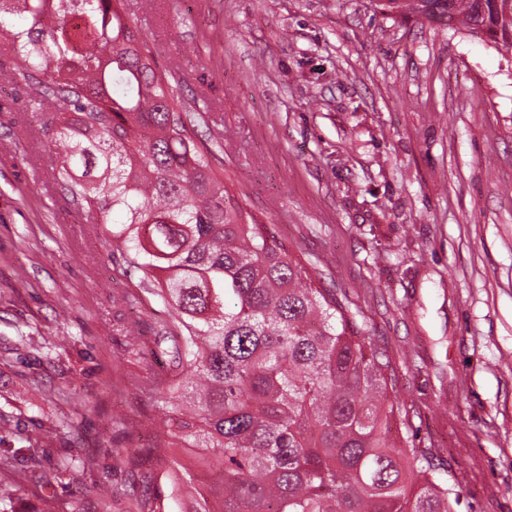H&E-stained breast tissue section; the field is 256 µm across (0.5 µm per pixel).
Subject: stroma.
Segmentation results:
<instances>
[{
    "instance_id": "1",
    "label": "stroma",
    "mask_w": 512,
    "mask_h": 512,
    "mask_svg": "<svg viewBox=\"0 0 512 512\" xmlns=\"http://www.w3.org/2000/svg\"><path fill=\"white\" fill-rule=\"evenodd\" d=\"M235 201L385 346L455 512H512V48L380 0H123ZM0 66V512H184L113 458L158 411L138 283L56 180L35 89Z\"/></svg>"
}]
</instances>
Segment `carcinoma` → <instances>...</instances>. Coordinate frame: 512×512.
<instances>
[{
    "instance_id": "obj_1",
    "label": "carcinoma",
    "mask_w": 512,
    "mask_h": 512,
    "mask_svg": "<svg viewBox=\"0 0 512 512\" xmlns=\"http://www.w3.org/2000/svg\"><path fill=\"white\" fill-rule=\"evenodd\" d=\"M512 0L405 6L512 45ZM80 18L74 26L71 17ZM0 52L41 112H61L59 179L147 281L169 322L150 391L154 439L193 512H454L455 485L417 448L386 351L269 224L232 201L121 0H0ZM219 476L201 487L194 468Z\"/></svg>"
}]
</instances>
